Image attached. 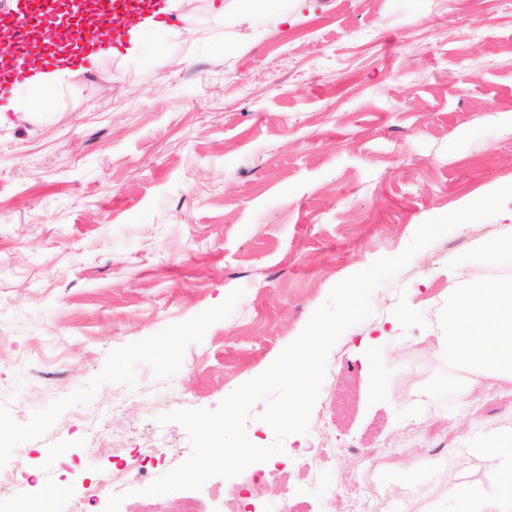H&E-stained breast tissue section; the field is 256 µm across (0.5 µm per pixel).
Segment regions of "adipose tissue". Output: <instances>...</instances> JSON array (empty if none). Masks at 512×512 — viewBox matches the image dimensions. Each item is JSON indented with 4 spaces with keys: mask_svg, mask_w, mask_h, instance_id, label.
I'll return each instance as SVG.
<instances>
[{
    "mask_svg": "<svg viewBox=\"0 0 512 512\" xmlns=\"http://www.w3.org/2000/svg\"><path fill=\"white\" fill-rule=\"evenodd\" d=\"M182 32V26L150 19L135 23L127 30L123 55L131 59L147 46L165 47ZM63 83V73L57 69L31 73L25 85L13 88L0 102V122L12 112L51 111ZM448 309V334L439 351L449 364L468 372L456 387L460 403L466 406L483 381L512 380V282L457 289ZM483 451L492 463V478L461 487L448 512H512V439L489 430Z\"/></svg>",
    "mask_w": 512,
    "mask_h": 512,
    "instance_id": "1",
    "label": "adipose tissue"
}]
</instances>
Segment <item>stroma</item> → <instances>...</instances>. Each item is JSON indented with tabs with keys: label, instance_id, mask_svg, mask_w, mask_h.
Segmentation results:
<instances>
[{
	"label": "stroma",
	"instance_id": "obj_1",
	"mask_svg": "<svg viewBox=\"0 0 512 512\" xmlns=\"http://www.w3.org/2000/svg\"><path fill=\"white\" fill-rule=\"evenodd\" d=\"M181 40L137 59L101 54L50 113L0 124V462L22 465L5 501L104 512L119 446L139 490L190 444L158 415L216 410L266 371L339 282L402 253L424 222L512 185V8L500 0H288L287 22L236 26L198 0ZM503 215L419 251L344 331L309 426L343 451L304 488L325 512L341 478L373 468L349 451L375 420L448 423V445L399 453L416 512H444L469 476L467 444L512 431V404L460 406L464 373L416 339L452 289L487 266L456 264L505 234ZM379 338L368 361L356 347ZM377 369L371 377L364 363ZM357 385L350 421L326 404ZM108 408L111 420L95 416ZM167 454L139 471L129 448Z\"/></svg>",
	"mask_w": 512,
	"mask_h": 512
}]
</instances>
